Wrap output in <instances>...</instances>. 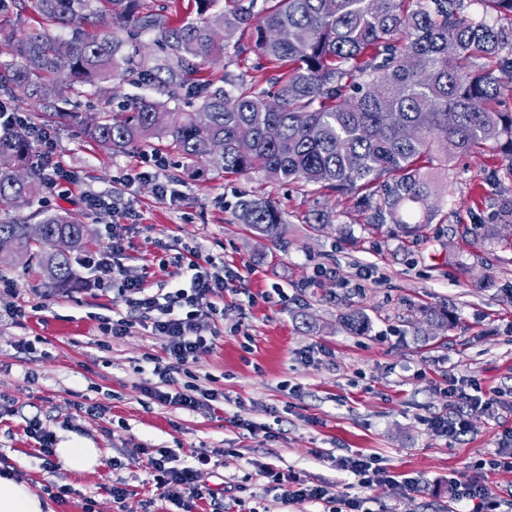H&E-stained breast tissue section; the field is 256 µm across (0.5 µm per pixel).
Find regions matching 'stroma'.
Returning <instances> with one entry per match:
<instances>
[{
  "label": "stroma",
  "mask_w": 512,
  "mask_h": 512,
  "mask_svg": "<svg viewBox=\"0 0 512 512\" xmlns=\"http://www.w3.org/2000/svg\"><path fill=\"white\" fill-rule=\"evenodd\" d=\"M232 61L204 70L269 82L274 69L242 38ZM52 136L61 160L76 173L66 191H45L42 205L77 217L88 229L84 248L71 252L75 282L53 288L22 264L0 267L12 293H0V464L35 491L50 480L37 458L39 444L24 431L40 418L57 441L78 435L102 451L93 473L62 471L71 492L54 512H211L208 500L182 508L163 500L147 469L148 452L169 451L176 466L200 454L221 453L205 477L218 499H240L239 512H316L313 503L282 505L275 484L256 463L325 481L332 496L370 499L372 512H448V479L488 459L498 437L512 429V411L477 415L470 431L448 444L432 426L446 413L449 375L479 390L512 397V234L492 237L502 207L512 202V161L490 152L454 161L441 191L445 203L428 224L407 235L392 224L369 223L354 198L265 174L227 175L207 163H185L155 140L106 153L72 125ZM158 166L159 181L176 190L160 200L156 183L124 175ZM130 200L133 212L88 210L86 194ZM273 200L285 234L266 239L237 218L241 194ZM335 214L314 224V212ZM124 225L122 249L112 250V227ZM222 262L234 276L223 316L211 323L212 346L168 392L189 382L217 390L213 406L188 411L151 398L145 384L165 340L150 328L101 342L98 319L126 315L124 296L101 291L83 263L114 256L151 289L174 282L159 267L185 247ZM29 305L22 323L5 312ZM369 320L366 333L341 323L350 310ZM448 316V328L422 342L424 311ZM34 353L18 349L20 340ZM257 427L235 425V418ZM363 453L392 472L416 478L402 485L359 487L337 469L343 456ZM128 494L115 503V480Z\"/></svg>",
  "instance_id": "obj_1"
}]
</instances>
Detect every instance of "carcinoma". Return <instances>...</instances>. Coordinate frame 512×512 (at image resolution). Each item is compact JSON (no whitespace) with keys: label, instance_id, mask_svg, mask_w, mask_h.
I'll return each mask as SVG.
<instances>
[{"label":"carcinoma","instance_id":"1","mask_svg":"<svg viewBox=\"0 0 512 512\" xmlns=\"http://www.w3.org/2000/svg\"><path fill=\"white\" fill-rule=\"evenodd\" d=\"M44 20L75 24L87 19L92 0H29ZM112 29L94 37L74 30L62 39L47 28L0 23V94L24 91L37 106L26 125L0 124V237L15 250L0 266L24 262L49 283L73 282L69 252L85 244L74 216L42 213L43 237H28L27 224L12 217L21 201L31 204L43 181L33 161L32 131L51 122L78 124L106 151L152 139L190 162L224 173L279 170V179L356 197L358 207L380 223L407 234L441 208L433 171L448 172L458 157L499 151L512 159V111L501 108L512 86V0H478L483 15L464 0H196L197 18L171 25L152 0H101ZM248 31L254 51L281 69L266 88L224 75L197 87L198 103L185 109L174 92L167 99L119 100L88 123L65 108L90 86L151 81L155 66L130 33H156L167 67L188 77L240 46ZM168 114L155 124L154 115ZM224 142V153L211 144ZM249 141L242 154L237 145ZM238 218L257 232L279 238L285 220L276 204L244 195ZM354 333L367 317H344Z\"/></svg>","mask_w":512,"mask_h":512}]
</instances>
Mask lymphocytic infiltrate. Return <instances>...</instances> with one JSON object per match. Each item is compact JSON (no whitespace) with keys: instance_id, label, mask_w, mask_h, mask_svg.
Listing matches in <instances>:
<instances>
[{"instance_id":"obj_1","label":"lymphocytic infiltrate","mask_w":512,"mask_h":512,"mask_svg":"<svg viewBox=\"0 0 512 512\" xmlns=\"http://www.w3.org/2000/svg\"><path fill=\"white\" fill-rule=\"evenodd\" d=\"M194 250H187L178 258L183 280L169 291H151L141 277L130 275L124 267L112 263L103 257L89 260L88 266L95 272L99 286H118L120 292L128 294L130 305L136 312V319L122 317L100 318L98 331L107 338H119L128 335L136 321L149 322L155 335L166 339V363L155 364L153 373L158 384H147L146 391L163 404H174L180 408L195 411L217 400L218 395L210 389L197 385L185 386L184 390L170 393L166 386L170 384L174 372L186 370L194 361L197 353L208 346L203 334L207 320L217 316L216 301L223 298L228 288L227 278L222 267L211 269L202 267L194 260ZM448 399L454 407L450 416L434 417L433 423L438 432L449 442H456L471 427V419L477 414L492 413L495 401L478 394L467 392L456 382L448 384ZM211 462L210 455L198 457L196 466L177 468L171 466L166 452L149 457L156 485L163 499L176 505L184 504L190 498H203L207 491L203 478ZM341 470L350 472L359 486L367 488L377 484L402 482L406 489H415V478H397L386 469L376 467L373 458L363 454H354L341 458L338 462ZM260 476L272 479L281 489L283 502L310 501L329 502V487L323 482H306L296 475L284 473L272 464L258 466ZM452 500L462 507V512H499L501 501L492 493L481 478L467 477L454 480L451 490Z\"/></svg>"}]
</instances>
